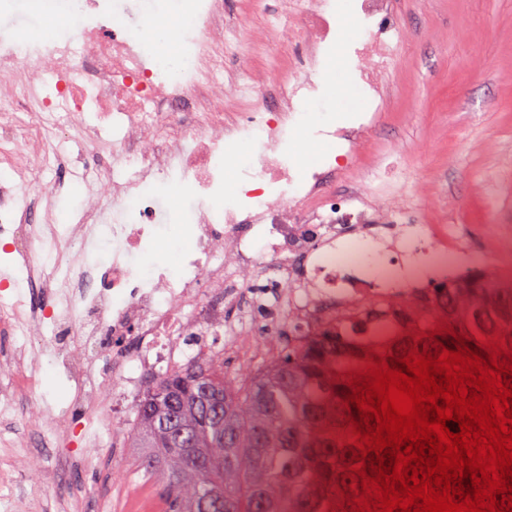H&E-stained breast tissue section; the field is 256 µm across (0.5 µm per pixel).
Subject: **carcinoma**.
I'll return each mask as SVG.
<instances>
[{
    "mask_svg": "<svg viewBox=\"0 0 512 512\" xmlns=\"http://www.w3.org/2000/svg\"><path fill=\"white\" fill-rule=\"evenodd\" d=\"M442 322L457 334L512 337V283L475 270L441 278L417 295L371 301L346 322L290 328L271 358L232 374L221 354L192 358L156 373L174 406L147 415L148 397L139 394L128 437L147 449L141 464L165 475L168 512H198L205 498L219 512H330L331 489L349 483L338 477L350 456L336 438L354 411H344L353 394L344 376L364 366L366 347L397 359L407 344L399 335ZM170 412L196 422L185 448L154 422Z\"/></svg>",
    "mask_w": 512,
    "mask_h": 512,
    "instance_id": "obj_1",
    "label": "carcinoma"
}]
</instances>
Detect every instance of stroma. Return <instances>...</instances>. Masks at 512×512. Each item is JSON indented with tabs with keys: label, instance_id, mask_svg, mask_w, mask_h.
<instances>
[{
	"label": "stroma",
	"instance_id": "stroma-1",
	"mask_svg": "<svg viewBox=\"0 0 512 512\" xmlns=\"http://www.w3.org/2000/svg\"><path fill=\"white\" fill-rule=\"evenodd\" d=\"M396 53L383 75L387 101L356 156L336 177L337 195L363 187L379 215L434 224L460 239L468 265L512 280V0H393ZM330 88L308 103L288 152H334L317 127L344 124ZM28 177L57 181L58 223H74L88 189L75 168L31 163ZM41 412L64 436L44 442L26 417L0 422V482L9 461L21 493L14 512H161V472L138 466L128 439L135 398L117 415L94 400L97 381L74 383L58 362L40 360Z\"/></svg>",
	"mask_w": 512,
	"mask_h": 512
}]
</instances>
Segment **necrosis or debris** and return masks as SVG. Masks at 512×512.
Instances as JSON below:
<instances>
[{
    "instance_id": "obj_1",
    "label": "necrosis or debris",
    "mask_w": 512,
    "mask_h": 512,
    "mask_svg": "<svg viewBox=\"0 0 512 512\" xmlns=\"http://www.w3.org/2000/svg\"><path fill=\"white\" fill-rule=\"evenodd\" d=\"M194 29L176 38L173 57L164 60L150 49L149 29L131 21L126 0H69L75 26H63L46 37L41 26L29 29L31 50L22 51L5 20L17 12V0H0V245L30 285L46 297L25 306L0 297V330L26 327L40 337L39 350L20 345L0 376V392H16L23 367L37 368L43 350L59 351L55 335L83 325L98 345L60 353L70 379L91 374L99 353H107L109 369L102 376L99 398L114 399V387L134 394L144 371L182 365L189 337L225 333L219 352L246 355L251 344L240 312L253 301L251 278L261 269L272 272L282 288V313L303 325L321 320L323 304L338 316L384 296L373 277H345L344 269L361 263L359 244L394 233L401 252L428 241L430 249L448 255L454 239L429 224L407 226L392 217L374 220L365 211L337 214L328 175L337 158L355 153L373 115L364 113L352 125L329 126L322 136L336 142L338 154L325 156L303 177H296L279 146L292 129L297 112L319 91L317 76L334 20L325 6L307 8L303 0H286L283 11L267 15L254 41L259 52L281 39L289 20H296L301 57L287 66L272 62V83L259 95L250 66L228 67L241 38L238 25L224 15V0H186ZM391 30L372 27L358 55L369 62L361 70L364 95L383 106L382 73L391 51ZM92 111L98 126L87 128L94 142L102 128L112 130V166L133 168V175H108L92 152H85L82 175L97 190L76 222L61 227L51 210H38L41 200L61 190L60 184L31 185L30 159L52 168L67 167L68 155L50 148L40 134L48 123ZM30 134L19 144L21 131ZM252 139L258 144L254 165L236 183V200L224 202V152ZM168 177L187 192L208 200L195 212L187 242L176 264L154 266L139 274L132 256L159 245L165 214L147 194V184ZM108 196L123 212L122 222L108 225L114 248L103 272L78 263L101 222L99 196ZM348 241L347 249L320 253L319 244ZM48 246L53 271L33 262V242ZM113 349H106V341Z\"/></svg>"
}]
</instances>
